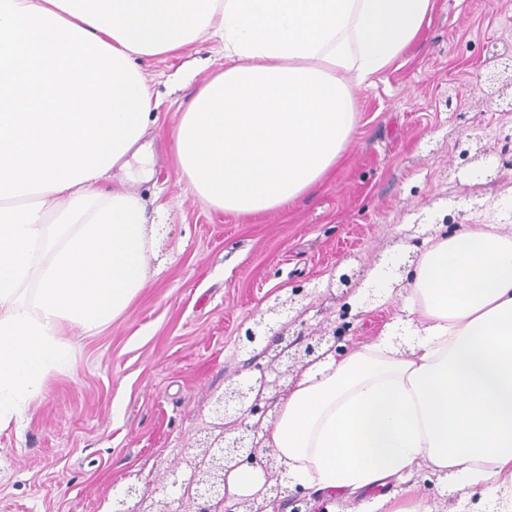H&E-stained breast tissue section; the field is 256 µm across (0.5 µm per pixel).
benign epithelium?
<instances>
[{
    "instance_id": "obj_1",
    "label": "benign epithelium",
    "mask_w": 512,
    "mask_h": 512,
    "mask_svg": "<svg viewBox=\"0 0 512 512\" xmlns=\"http://www.w3.org/2000/svg\"><path fill=\"white\" fill-rule=\"evenodd\" d=\"M305 295V287L297 286L286 298L278 297L273 305L254 319L242 337L243 347L260 351L265 355L276 350L270 361L258 367L260 379L253 381L232 380L224 391L213 398L211 415L218 421L220 432L206 433L196 440L200 452L184 459L190 476L184 481L178 479V469L170 471L173 477L172 485L181 486V499H186L195 505L193 512H217L224 503L221 494L226 474L245 465L259 464L267 478L283 471L279 466L275 453L270 448H261L258 437L261 423L267 418L273 398L264 395L271 386L288 378L296 367L305 360L317 355L322 345H327V352L341 353L348 349L350 323L345 322L331 330L312 328L304 320L299 321V329L293 333L274 328L273 320L293 308L297 297ZM274 379H266V374ZM267 496L248 497L235 504V508H227L225 512H268V508H277L285 504L289 512H313L311 500L305 495L304 489L297 484L294 490L288 492L285 500H279L281 492L276 497L269 496L271 490H266Z\"/></svg>"
}]
</instances>
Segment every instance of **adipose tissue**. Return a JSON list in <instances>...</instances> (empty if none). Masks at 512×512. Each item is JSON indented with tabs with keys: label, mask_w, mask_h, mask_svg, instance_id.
Here are the masks:
<instances>
[{
	"label": "adipose tissue",
	"mask_w": 512,
	"mask_h": 512,
	"mask_svg": "<svg viewBox=\"0 0 512 512\" xmlns=\"http://www.w3.org/2000/svg\"><path fill=\"white\" fill-rule=\"evenodd\" d=\"M433 0H0V432L71 365L73 330L123 315L148 277L140 198L102 179L138 156L154 106L141 57L203 36L226 65L172 132L187 189L242 216L280 209L341 160L353 91L418 38ZM401 314L303 369L261 435L309 495L372 492V512H433L420 465L512 512V230L431 238ZM398 479V496L381 493Z\"/></svg>",
	"instance_id": "adipose-tissue-1"
}]
</instances>
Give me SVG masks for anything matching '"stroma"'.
I'll list each match as a JSON object with an SVG mask.
<instances>
[{"label":"stroma","mask_w":512,"mask_h":512,"mask_svg":"<svg viewBox=\"0 0 512 512\" xmlns=\"http://www.w3.org/2000/svg\"><path fill=\"white\" fill-rule=\"evenodd\" d=\"M512 58V0H434L430 22L375 87L354 92L355 126L336 170L287 208L240 216L186 188L171 132L186 102L224 69V45L198 39L142 60L158 102L145 157L112 170L107 189L134 191L153 245L145 286L127 312L79 334L69 370L48 379L22 434L0 433V512H110L127 486L177 501L170 469L209 427L214 393L254 377L239 326L309 282V325L334 326L331 275L410 263L444 234L445 215L480 224L483 201L512 187V112L491 95L492 56ZM480 139L494 180L474 179L455 148ZM401 301L374 302L352 344L377 338Z\"/></svg>","instance_id":"1"}]
</instances>
